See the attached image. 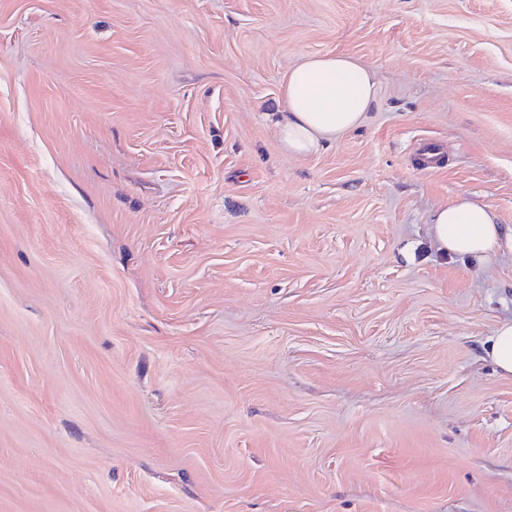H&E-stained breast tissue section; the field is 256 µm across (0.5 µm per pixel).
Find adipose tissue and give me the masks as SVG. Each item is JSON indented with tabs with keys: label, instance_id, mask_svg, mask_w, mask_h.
<instances>
[{
	"label": "adipose tissue",
	"instance_id": "1",
	"mask_svg": "<svg viewBox=\"0 0 512 512\" xmlns=\"http://www.w3.org/2000/svg\"><path fill=\"white\" fill-rule=\"evenodd\" d=\"M375 98L373 71L354 57L303 56L288 74L276 114L282 148L297 156L317 152L358 127ZM431 233L440 249L462 256L487 259L512 249V231L497 224L492 208L466 199L438 210Z\"/></svg>",
	"mask_w": 512,
	"mask_h": 512
}]
</instances>
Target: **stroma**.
<instances>
[{
	"instance_id": "stroma-1",
	"label": "stroma",
	"mask_w": 512,
	"mask_h": 512,
	"mask_svg": "<svg viewBox=\"0 0 512 512\" xmlns=\"http://www.w3.org/2000/svg\"><path fill=\"white\" fill-rule=\"evenodd\" d=\"M327 52L376 101L290 155ZM462 198L512 227V0H0V512H512ZM373 71L354 57L305 55L288 73L275 126L292 155L317 152L358 127L376 98ZM430 225L438 247L450 253L488 259L503 246L512 249V230L497 224L485 203L462 199L438 210Z\"/></svg>"
}]
</instances>
